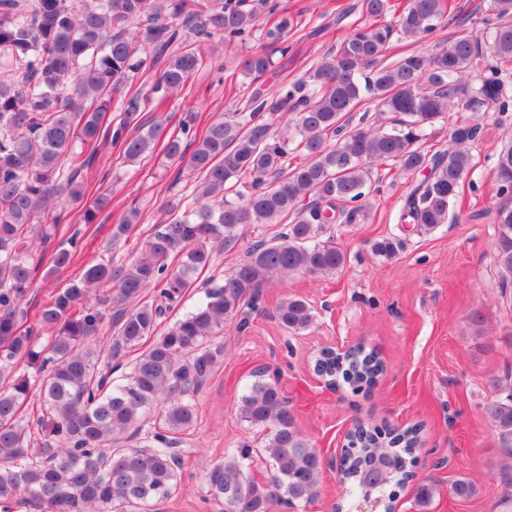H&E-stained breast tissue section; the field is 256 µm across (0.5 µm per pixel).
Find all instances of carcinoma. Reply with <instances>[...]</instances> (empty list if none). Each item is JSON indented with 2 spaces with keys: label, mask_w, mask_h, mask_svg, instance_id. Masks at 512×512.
Returning a JSON list of instances; mask_svg holds the SVG:
<instances>
[{
  "label": "carcinoma",
  "mask_w": 512,
  "mask_h": 512,
  "mask_svg": "<svg viewBox=\"0 0 512 512\" xmlns=\"http://www.w3.org/2000/svg\"><path fill=\"white\" fill-rule=\"evenodd\" d=\"M390 0H362L370 23L350 31L307 76L284 85L268 102L258 91L242 107L213 121L200 137L189 125L159 139L161 128L141 122L139 95L124 92L146 59L143 43L168 53L153 92L171 93L211 65L214 34L229 46L255 36L265 49L243 62L250 83L273 67L268 48L288 52L293 19L286 15L260 29L250 0H0V512L17 499L47 512H158L176 493L180 457L175 445L195 422L194 397L224 361V325L247 326L243 308L255 305L262 288L296 275L332 276L347 262L330 226L353 224L370 211L372 169L393 164L405 173L425 172L405 198L402 224L428 233L448 223L451 206L471 169L466 142L476 125L459 126L448 147H423L426 129L447 112H506L512 108V0H490L489 37L460 34L426 55L405 54L382 66L392 40H419L446 16V0H408L395 22L385 21ZM136 21L142 36L121 25ZM394 115L387 128H349L366 97ZM291 115L282 131L263 120L264 111ZM120 113L112 125V113ZM135 125L137 135L125 131ZM122 145L127 162L155 149L197 175L191 194L166 211L137 258L118 267L88 264L82 275L50 292L38 310L50 333L37 344L21 330L22 302L41 262H33L29 238L40 226L48 244L61 221L59 197L79 202L77 181L102 141ZM193 149H188V146ZM303 155L296 165L288 155ZM498 226L496 265L512 275V139L496 160ZM245 224H281L245 259L210 283L206 300L176 320L145 349L159 319L172 311L211 264L213 247L235 245ZM77 239L48 256V272L68 267ZM399 242L385 238L372 253L393 259ZM150 287V303L130 302ZM275 317L296 334L316 322L312 306L290 295ZM111 336L95 343L106 319ZM137 353L131 372L112 382V363ZM25 364L42 375L38 393ZM315 368L332 381L358 389L383 373L376 352L358 346L344 357L317 355ZM494 398L484 414L506 445H512V384L490 382ZM158 410L151 443L131 448L138 423ZM238 412L265 436L269 475L251 476L259 457L252 442L238 445L224 461L206 468L210 497L224 512H274L301 508L320 494L321 455L297 429L279 383L263 372L241 396ZM420 429L401 432L362 426L360 452L345 468L340 512H352L361 496L389 512L394 489L412 477ZM455 497L476 495L460 478Z\"/></svg>",
  "instance_id": "obj_1"
}]
</instances>
